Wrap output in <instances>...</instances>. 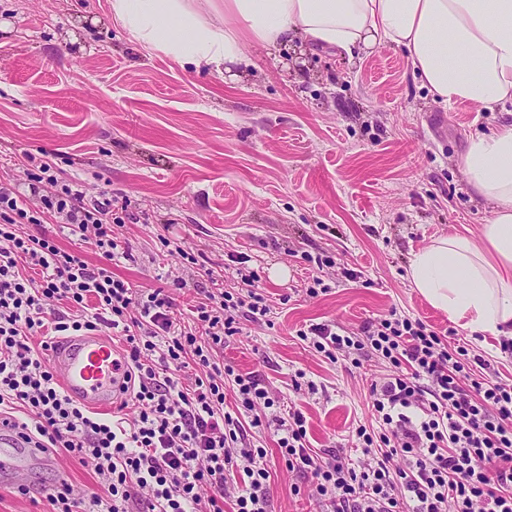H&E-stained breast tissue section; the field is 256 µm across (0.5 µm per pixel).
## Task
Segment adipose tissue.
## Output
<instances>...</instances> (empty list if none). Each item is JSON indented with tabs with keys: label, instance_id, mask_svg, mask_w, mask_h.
Segmentation results:
<instances>
[{
	"label": "adipose tissue",
	"instance_id": "1",
	"mask_svg": "<svg viewBox=\"0 0 512 512\" xmlns=\"http://www.w3.org/2000/svg\"><path fill=\"white\" fill-rule=\"evenodd\" d=\"M112 17L146 50L199 70L241 63L249 43L300 39L351 59L392 44L437 102L512 101V0H112ZM461 163L492 217L478 235L413 252L407 278L456 325L512 339V122L471 135Z\"/></svg>",
	"mask_w": 512,
	"mask_h": 512
}]
</instances>
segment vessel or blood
I'll list each match as a JSON object with an SVG mask.
<instances>
[{"label":"vessel or blood","instance_id":"obj_1","mask_svg":"<svg viewBox=\"0 0 512 512\" xmlns=\"http://www.w3.org/2000/svg\"><path fill=\"white\" fill-rule=\"evenodd\" d=\"M51 365L67 395L91 409L117 407L127 386L129 367L123 353L99 333L59 342ZM50 460L24 423L0 414V484L29 489L33 463Z\"/></svg>","mask_w":512,"mask_h":512}]
</instances>
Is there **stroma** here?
<instances>
[{
	"label": "stroma",
	"mask_w": 512,
	"mask_h": 512,
	"mask_svg": "<svg viewBox=\"0 0 512 512\" xmlns=\"http://www.w3.org/2000/svg\"><path fill=\"white\" fill-rule=\"evenodd\" d=\"M507 119L501 107L434 101L391 46L353 61L300 41L251 46L246 63L198 73L145 50L113 21L110 0H0V181H22L36 157L88 197L108 192L136 218L118 230L129 257L115 274L143 291L190 278L171 291L186 319L213 283L182 251L223 272L234 294L230 258L248 255L271 313L241 317L222 359L281 412L300 411L326 458L359 459L355 430L376 424L370 386L391 366L371 352L329 360L298 337L309 325L355 333L395 308L472 340L512 384V354L472 339L407 280L413 251L491 219L460 160L471 134ZM324 255L335 264L321 270ZM276 265L287 277L270 278ZM316 270L329 290L314 296ZM248 434L267 451L273 512H321L313 478L288 471L274 427ZM30 480L29 495L0 486V512H51L44 491L63 480L79 496L103 491L75 455L33 465Z\"/></svg>",
	"instance_id": "stroma-1"
}]
</instances>
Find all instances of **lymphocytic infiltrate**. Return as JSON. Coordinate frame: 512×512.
I'll return each instance as SVG.
<instances>
[{"label":"lymphocytic infiltrate","mask_w":512,"mask_h":512,"mask_svg":"<svg viewBox=\"0 0 512 512\" xmlns=\"http://www.w3.org/2000/svg\"><path fill=\"white\" fill-rule=\"evenodd\" d=\"M130 220L111 199L89 201L45 160L24 184L0 182V408L23 410L45 447L91 456L106 497L67 488L50 495L52 512L85 504L100 512H223L236 467L248 479L236 512H272L266 451L247 443V427L225 411L224 386L232 384L256 427L264 421L256 407L273 410L275 401L253 376L217 361L239 332L241 312L259 320L270 311L251 289L257 275L237 256L247 294L207 293L183 325L165 287L139 292L113 273L126 255L116 229ZM47 222L94 245L101 264L24 230ZM100 326L124 343L131 388L123 403L135 411L126 426L68 397L30 344L45 330ZM299 335L328 358L368 349L392 366L370 390L379 430L357 432L363 462L309 448L301 412L272 417L288 471L311 473L329 512H512V386L493 377L484 356L395 309L357 336L335 324ZM191 365L190 382L170 373Z\"/></svg>","instance_id":"f902f5d3"}]
</instances>
